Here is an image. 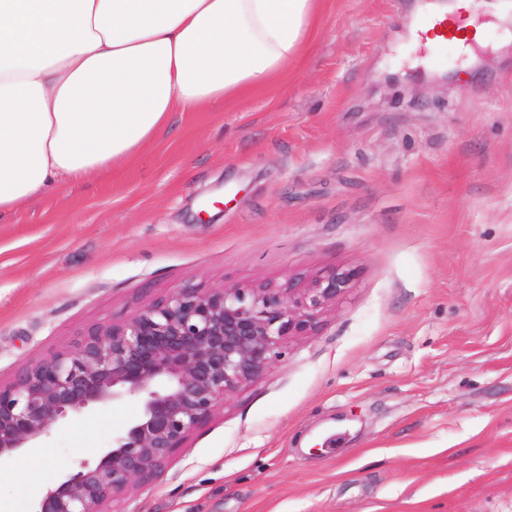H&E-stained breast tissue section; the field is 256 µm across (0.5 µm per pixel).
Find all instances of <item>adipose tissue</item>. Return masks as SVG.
Masks as SVG:
<instances>
[{
    "instance_id": "adipose-tissue-1",
    "label": "adipose tissue",
    "mask_w": 512,
    "mask_h": 512,
    "mask_svg": "<svg viewBox=\"0 0 512 512\" xmlns=\"http://www.w3.org/2000/svg\"><path fill=\"white\" fill-rule=\"evenodd\" d=\"M318 0H0V217L270 87Z\"/></svg>"
}]
</instances>
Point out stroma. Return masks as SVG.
Masks as SVG:
<instances>
[{"mask_svg": "<svg viewBox=\"0 0 512 512\" xmlns=\"http://www.w3.org/2000/svg\"><path fill=\"white\" fill-rule=\"evenodd\" d=\"M425 2L321 0L277 87L0 217L2 384L175 288L355 273L112 512H512V41L414 46ZM139 414L59 420L51 481ZM30 481L0 474L15 512Z\"/></svg>", "mask_w": 512, "mask_h": 512, "instance_id": "35a3bbf8", "label": "stroma"}]
</instances>
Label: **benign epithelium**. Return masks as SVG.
Segmentation results:
<instances>
[{"label":"benign epithelium","mask_w":512,"mask_h":512,"mask_svg":"<svg viewBox=\"0 0 512 512\" xmlns=\"http://www.w3.org/2000/svg\"><path fill=\"white\" fill-rule=\"evenodd\" d=\"M353 277L335 267L284 289L184 286L122 323L88 329L0 384V460L34 447L71 413L135 397L141 413L112 448L47 488L35 510L109 512L156 478L227 398L263 377L287 339L311 332Z\"/></svg>","instance_id":"7a95c632"}]
</instances>
